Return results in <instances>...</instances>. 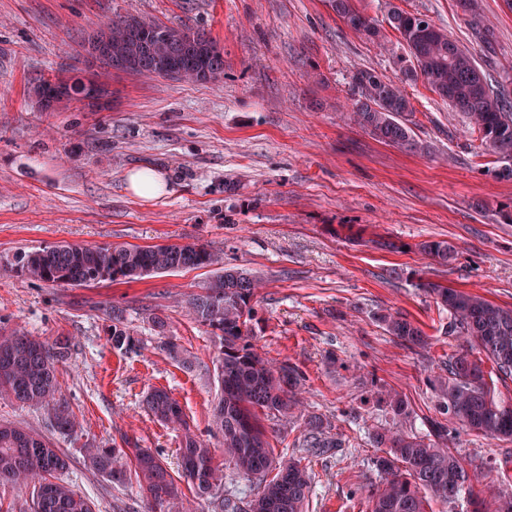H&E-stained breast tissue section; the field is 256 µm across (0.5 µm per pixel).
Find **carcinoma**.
<instances>
[{
    "label": "carcinoma",
    "mask_w": 512,
    "mask_h": 512,
    "mask_svg": "<svg viewBox=\"0 0 512 512\" xmlns=\"http://www.w3.org/2000/svg\"><path fill=\"white\" fill-rule=\"evenodd\" d=\"M331 7L349 28L369 37L378 34L355 0H331ZM388 23L410 55L402 75L408 80L423 77L433 92L471 118L493 153L512 158V103L500 97L473 58L421 14L393 9ZM136 30L150 35V50L159 59L185 46L192 48V66L183 78L195 81L201 70L209 71L213 79L224 74V53L204 34L186 25L174 27L136 17L115 19L101 28L112 47V56L102 61L101 73H110L118 68L117 61L142 50L134 37ZM60 95L68 100L86 98L85 81L70 79ZM351 101L357 122L379 140L405 150L416 147L408 126L412 106L395 80L360 71L354 78ZM418 249L440 265L453 258L446 241H424ZM221 265L217 253L195 243L147 248L62 243L27 253L18 263L28 279L63 287L89 286L114 269L135 281L152 273L217 268L203 292L187 296L184 304L194 321L220 339L216 357L220 394L211 413L210 431L222 438L224 465L215 463L211 448L191 429L179 402L164 387L150 389L143 405L158 421L181 428L177 473L169 470L158 453L130 442L125 448L89 446L84 449L85 463L120 484L133 471L153 504L149 512H182L183 484L194 498L209 501L213 512H305L312 488L305 457L275 453L263 424L266 419L293 413L305 376L297 367L273 362L258 352L250 336L258 282ZM417 287L433 295L438 308L448 311L446 333L476 342L492 362L497 378H512V309L432 282H419ZM110 320L112 349L126 354L141 348V340L125 324L124 309L112 306ZM378 321L408 347L426 342L420 326L399 311L381 315ZM70 348L68 337L48 343L20 330L1 332L0 398L45 407L56 430L73 431L74 417L61 398L58 383V367L68 359ZM163 350L173 363L191 368L192 355L175 341L166 340ZM483 360L461 348L448 356L445 373L429 378V385L442 397L439 408L445 415V421L434 422L430 432L376 433L382 455L373 463L382 481L368 491L367 512H427L429 502L454 503L484 477L467 468L451 449L440 447L460 427L495 439H512V398L501 397L487 382ZM326 429L328 422L323 417L306 419L305 453L322 455L341 447ZM68 469V455L52 438L0 422V483L32 486L29 512H94L93 502L63 479ZM226 469L251 482L253 494L223 493ZM468 505L469 512H512V497L472 494Z\"/></svg>",
    "instance_id": "cac0c4a2"
}]
</instances>
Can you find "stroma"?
I'll list each match as a JSON object with an SVG mask.
<instances>
[{
	"label": "stroma",
	"mask_w": 512,
	"mask_h": 512,
	"mask_svg": "<svg viewBox=\"0 0 512 512\" xmlns=\"http://www.w3.org/2000/svg\"><path fill=\"white\" fill-rule=\"evenodd\" d=\"M379 30L349 29L327 0H0V328L42 340L71 338L59 367L75 428L54 440L71 458L65 480L95 504L144 512L135 479L110 482L84 462L88 445L126 441L178 463L182 432L142 406L169 389L192 429L223 462L208 431L218 393L220 341L180 306L212 269H181L130 282L50 286L21 276V253L64 242L151 247L198 243L225 266L262 281L254 343L306 376L300 413L266 424L270 444L302 455L305 416H323L344 439L311 457L307 512H366L379 483L373 435L392 427L389 397L405 396L404 428L427 433L439 419L427 376L441 373L459 345L448 316L417 287L429 281L512 309V180L465 116L424 80L405 83L418 152L378 141L353 119V78L373 70L400 78L407 52L390 9L423 14L466 50L495 91L512 101V9L505 0H356ZM204 31L224 50V75L210 82L113 74L100 106L67 101L42 111L33 86L88 78L79 62L84 33L118 16ZM153 168L169 190L143 199L129 172ZM235 191H225L226 182ZM401 249H378L379 238ZM426 240L456 252L441 265ZM142 342L122 354L107 340L112 306ZM398 311L429 338L407 347L378 323ZM194 357L192 370L161 349L153 317ZM465 460L492 465L480 494H512V441L463 431L448 442Z\"/></svg>",
	"instance_id": "1"
}]
</instances>
